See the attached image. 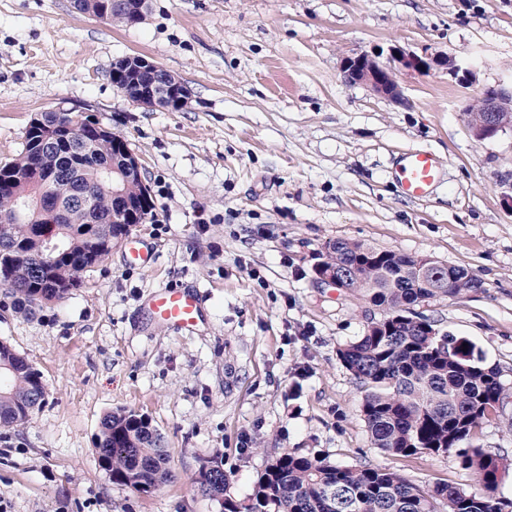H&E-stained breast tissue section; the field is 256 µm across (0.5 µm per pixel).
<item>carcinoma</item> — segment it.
Returning <instances> with one entry per match:
<instances>
[{
    "label": "carcinoma",
    "instance_id": "obj_1",
    "mask_svg": "<svg viewBox=\"0 0 512 512\" xmlns=\"http://www.w3.org/2000/svg\"><path fill=\"white\" fill-rule=\"evenodd\" d=\"M73 4L103 21L132 25L143 19L130 11V0ZM66 122L65 112L42 113L37 133L26 129L19 158L0 167L41 169V181L20 190L40 195L45 207L66 215L59 225L63 244L48 254L40 225L17 222L9 201L0 197V289L30 308L65 299L110 254L112 236L131 232L129 224L112 223V196L102 182L104 172L122 168L127 141L116 134L99 140L85 129L64 142ZM77 186L88 194L90 218L71 204ZM329 270L346 290L363 293L382 311L338 350L342 366L363 389L360 412L372 445L405 457L454 450L460 467L474 477L473 490L447 483L424 489L369 464L335 465L287 449L257 476L246 504L224 497L227 477L219 453L201 461L198 490L217 501L221 512H501L496 490L512 459L479 446L461 447L500 409L501 370L465 339L410 310L415 303L461 297L483 287L482 281L464 268L425 269L415 256L339 239L325 245L323 271ZM0 363L13 369L0 386L2 431L29 420L44 404L46 385L41 372L2 341ZM96 454L113 483L138 492H152L173 478L161 434L133 411L120 409L102 419Z\"/></svg>",
    "mask_w": 512,
    "mask_h": 512
}]
</instances>
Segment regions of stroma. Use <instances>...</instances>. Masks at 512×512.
<instances>
[{"label":"stroma","instance_id":"obj_1","mask_svg":"<svg viewBox=\"0 0 512 512\" xmlns=\"http://www.w3.org/2000/svg\"><path fill=\"white\" fill-rule=\"evenodd\" d=\"M394 49L467 61L472 82L400 67L399 104L344 80L348 58L386 64ZM133 55L188 88L182 109L113 85V62ZM509 82L512 0H150L133 25L72 0H0V165L18 158L32 117L70 110L126 139L152 204L63 301L28 316L0 294V341L48 391L0 438L9 512H219L193 483L201 460L222 453L225 494L244 502L285 448L470 489L455 454L372 446L337 352L380 311L317 278L337 239L482 280L415 310L500 368L504 403L472 442L512 457V130L477 140L466 114L481 89ZM416 149L442 171L423 200L394 180ZM167 286L201 295L194 331L151 313ZM119 408L162 434L174 481L139 493L98 466L100 422Z\"/></svg>","mask_w":512,"mask_h":512}]
</instances>
